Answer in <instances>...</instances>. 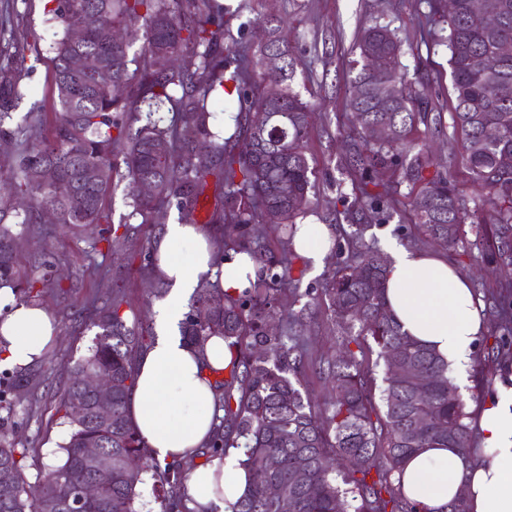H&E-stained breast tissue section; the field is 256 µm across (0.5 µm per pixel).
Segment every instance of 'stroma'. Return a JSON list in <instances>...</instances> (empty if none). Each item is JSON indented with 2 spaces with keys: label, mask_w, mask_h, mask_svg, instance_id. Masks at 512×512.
<instances>
[{
  "label": "stroma",
  "mask_w": 512,
  "mask_h": 512,
  "mask_svg": "<svg viewBox=\"0 0 512 512\" xmlns=\"http://www.w3.org/2000/svg\"><path fill=\"white\" fill-rule=\"evenodd\" d=\"M436 0H223L231 14L230 34L246 52H254L270 22L285 21L295 61L292 86L313 107L310 119L308 152L316 170L311 191L313 209L305 223L330 228L333 241L346 243L355 227L347 213L360 198L359 183L345 166V151L350 138L356 137L352 116L347 108L352 62L357 57L356 42L365 28L379 24L390 28L401 42V63L405 69L408 91L425 96L430 116L440 117L428 138L430 150L438 161L439 171L454 169L457 187L469 212H478L480 196L463 165H449L458 156L461 133L452 118V79L448 63L450 52L444 42L448 33L444 12H433ZM48 0H0V13L10 16L9 29L19 43L25 44L22 84L29 90L13 114V122H27L30 109H38L42 136L51 137L59 109L54 85L52 46L62 35L61 27L49 21ZM392 200L389 218L373 221L364 233L366 243L385 248L396 241L406 248L446 257L449 263L469 276L471 286L482 305L505 294L512 272L482 260L491 236L484 226L468 224L461 243L452 250L427 239L415 226L407 206L410 182L392 171L378 175ZM126 183L112 186L103 203L109 220L104 224L82 227L77 232L57 225L20 224L18 264L28 272L37 260H47L52 269L63 273L57 287L46 288L39 300L57 326V338L47 357L36 364V388L14 407L13 437L28 446L24 461L27 480H35L39 466H48L59 458L58 446L66 427L55 410L70 376V370L87 352L95 330L90 321L103 306L113 288H120L126 319H139L148 333H155V314L162 305L153 288L156 271L143 269L146 253L164 224L178 218L175 206L160 205L150 224L130 218ZM130 232H123L124 224ZM115 231L112 251L100 254L93 244L102 232ZM261 231L269 251L278 258L292 261L293 275L299 290L322 288L339 260L330 253L320 273H312L296 255L277 225H262ZM67 296H60V289ZM308 358L319 361L335 354L337 330L325 308L313 309L304 332Z\"/></svg>",
  "instance_id": "obj_1"
}]
</instances>
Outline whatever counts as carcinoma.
<instances>
[{"mask_svg": "<svg viewBox=\"0 0 512 512\" xmlns=\"http://www.w3.org/2000/svg\"><path fill=\"white\" fill-rule=\"evenodd\" d=\"M50 20L63 28L53 45L59 112L49 139L39 133L36 110L20 129L25 139L14 160L15 171L6 180L9 194L30 200L19 215L0 205V285L16 289L20 300L35 301V280L17 281V235L9 221L36 224L43 206H53L57 223L78 228L107 220L103 201L114 175L130 187L131 216L148 224L159 203L193 211L209 178L227 189L239 207L225 218L224 248L253 255L262 269L255 283L239 294L226 293L212 305L215 292L201 289L181 322L184 339L201 346L211 336H222L235 349L229 376L215 381L218 424L202 455H214L229 445L245 448V465L254 479L234 506V512H419L394 486L396 474L422 448H455L472 453L466 400L448 379L447 364L435 353L401 331L384 299L388 262L378 249L362 240L357 226L348 240L353 257L338 263L318 293L296 313L274 323L282 287L294 282L291 262L268 255L255 225L266 203L281 212L282 234L293 239L296 218L312 205L310 192L315 170L308 154L311 108L290 84L294 63L288 40L272 29L269 44L283 58L280 84L248 93L240 70L251 62L235 45L225 43L229 27L215 19V0H56ZM457 9L446 20L452 70V120L463 134L461 159L481 192L484 207L479 223L493 227L494 242L487 260L512 266V169L500 167L501 155L512 154V55L501 57L503 43L512 44V0H496L497 14L481 16L472 0H456ZM137 26L143 32L139 55L127 44H106L97 26ZM76 28L86 30L82 44L70 39ZM13 48L15 66L0 65V136L14 138L7 127L12 111L27 96L17 75L25 60L24 48ZM357 49L359 69L352 79L348 108L362 135L363 147H354L350 171L364 180L379 168H395L419 186L409 193V206L423 233L452 250L459 245L462 226L470 215L461 198L453 170L427 176L433 165L426 143L410 134L427 123L425 101L406 90L400 66V44L385 26L362 33ZM98 56L112 70V80L95 81L75 73L69 60L77 53ZM484 56L491 69L475 73L471 59ZM263 49L255 53L263 67ZM380 59L381 74L394 86L396 99H375L365 61ZM237 95L243 137L230 143L212 132L211 97L217 89ZM263 110L267 121L254 127L250 113ZM495 123L500 135L485 141L480 131ZM384 124L393 129L388 139L375 140L370 129ZM122 154L124 172L114 158ZM44 168L41 182L29 170ZM140 177L155 181L151 198L135 191ZM432 200L429 211L418 210L419 196ZM370 210L387 215L388 191L371 196ZM123 295L112 290L107 305L91 325L98 329L88 354L77 362L74 378L64 388L56 413L67 424L68 438L60 445V462L35 481L26 479L22 460L29 452L0 438V484L13 485L11 498L0 497V512H66L59 492L87 479L80 465L82 450L101 448L112 456V481L100 504L90 512H139L140 486L152 480L162 512L185 508L188 468L181 461L155 465L151 472L130 476L124 459L142 456L146 448L127 412L135 383V363L151 346L144 328L127 324L120 310ZM326 305L338 329L335 356L319 361L318 373L331 387V401L319 408L304 377L307 351L298 328L309 311ZM376 354L370 360L367 354ZM400 372L392 373L394 363ZM384 368L381 386L374 369ZM105 372L120 382L112 395V425L92 423L91 403L79 392L76 377ZM0 394L30 392L35 375L17 370L3 378ZM426 417L425 428L418 421ZM274 481L283 499L268 497Z\"/></svg>", "mask_w": 512, "mask_h": 512, "instance_id": "carcinoma-1", "label": "carcinoma"}]
</instances>
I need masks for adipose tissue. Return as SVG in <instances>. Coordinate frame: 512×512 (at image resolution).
I'll return each instance as SVG.
<instances>
[{"mask_svg":"<svg viewBox=\"0 0 512 512\" xmlns=\"http://www.w3.org/2000/svg\"><path fill=\"white\" fill-rule=\"evenodd\" d=\"M323 224L301 225L293 248L313 271H320L331 247ZM192 250L178 260L175 246ZM386 271V304L401 330L428 347L449 368L458 387L469 383L468 368L484 330L481 304L470 280L442 257L394 244ZM157 272L171 292L157 317L158 334L137 362L128 411L149 457L158 464L192 457L210 438L216 395L211 370L227 368L234 357L228 341L210 337L188 344L179 324L187 299L201 280L218 282L234 295L256 281L259 266L245 252L217 259L209 234L197 224H165L154 242ZM56 337L55 322L40 306L17 305L0 319V359L25 366L40 358ZM483 445L479 459L453 448H424L401 468V491L420 512H447L461 502L464 512H512V375L497 380L476 417ZM244 451L223 454L195 466L189 474L193 512H233L251 481Z\"/></svg>","mask_w":512,"mask_h":512,"instance_id":"adipose-tissue-1","label":"adipose tissue"}]
</instances>
